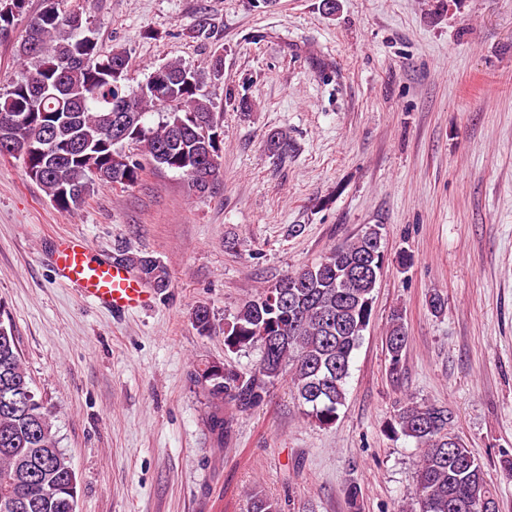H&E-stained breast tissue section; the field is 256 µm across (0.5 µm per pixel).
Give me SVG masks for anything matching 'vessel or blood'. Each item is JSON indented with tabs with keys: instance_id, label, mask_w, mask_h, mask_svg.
Listing matches in <instances>:
<instances>
[{
	"instance_id": "obj_1",
	"label": "vessel or blood",
	"mask_w": 512,
	"mask_h": 512,
	"mask_svg": "<svg viewBox=\"0 0 512 512\" xmlns=\"http://www.w3.org/2000/svg\"><path fill=\"white\" fill-rule=\"evenodd\" d=\"M54 255L58 279L80 287L84 297L95 305L128 312L141 307L149 297L130 270L95 254L82 238L61 240Z\"/></svg>"
}]
</instances>
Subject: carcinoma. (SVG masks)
<instances>
[{
  "label": "carcinoma",
  "instance_id": "obj_1",
  "mask_svg": "<svg viewBox=\"0 0 512 512\" xmlns=\"http://www.w3.org/2000/svg\"><path fill=\"white\" fill-rule=\"evenodd\" d=\"M15 44V55L32 64L26 77L0 93V113L23 119L14 141L26 175L35 181L60 211L81 207L94 186L135 185L142 163L122 151L123 142L142 144L155 164L186 174L184 159H196L210 180L198 182L187 174L190 189L209 191L222 175L213 103L204 91L223 57L213 54L207 69L195 70L180 61L157 68L165 79L162 94L150 87L129 90V56L115 48L103 54L97 40L70 24L74 9L60 11L58 0H43ZM190 74L194 83L185 82ZM55 88V95L34 98L29 80ZM167 103L172 111L157 126L147 115ZM122 109L127 136L113 142L107 131L112 109ZM268 149L288 153L287 132L269 134ZM381 227L370 225L356 237L332 248L311 266L289 273L245 301L224 323V349L238 353L258 349L251 368L224 363V374L212 367L200 377L209 381L207 398L214 405L213 431L228 433L223 407L238 412L265 401L269 389L285 379L304 414L321 427L332 426L347 396L351 364L372 316V292L385 263ZM118 263L155 291L169 288V273L156 258L121 253ZM198 334L214 328L206 305L191 313ZM409 345L403 313L393 312L385 335L391 374ZM390 434L416 442L417 494L420 512H499L496 494L483 464L452 429L450 409L408 399L399 403L386 425ZM79 478L70 458L58 448L52 414L36 399L12 329L0 323V512H76ZM247 512H281L277 501L253 486L246 492Z\"/></svg>",
  "mask_w": 512,
  "mask_h": 512
}]
</instances>
